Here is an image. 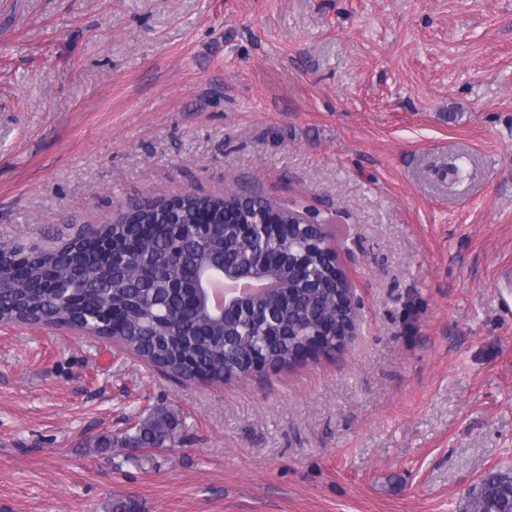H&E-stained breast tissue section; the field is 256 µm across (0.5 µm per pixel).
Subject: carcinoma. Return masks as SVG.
<instances>
[{
	"mask_svg": "<svg viewBox=\"0 0 512 512\" xmlns=\"http://www.w3.org/2000/svg\"><path fill=\"white\" fill-rule=\"evenodd\" d=\"M213 214L205 231L195 225L201 209ZM224 202L217 196L193 201L182 208L173 223L165 213L138 214L129 224H114L109 238L116 246L135 252L115 265L104 264L87 241L92 230L73 238L61 251L33 250L20 263L8 253L0 255V323L48 324L70 328L88 322L97 335L113 339L159 371L188 377L201 372L211 380L238 375L251 356L263 353L286 367L321 324L341 334L352 310L345 290L326 257L327 234L315 235L297 224H269L253 243L224 226ZM154 225L151 237L136 246L138 225ZM277 245L294 255H304V274L288 265L278 274L288 291V308L280 296L251 308L249 317L229 314L211 320L183 307L176 296L157 284L172 277H192L197 267L211 259L250 263L255 244ZM54 270L57 282L74 286L76 298L68 299L59 288L35 284ZM122 315L117 327L108 320L96 321L104 308ZM176 423L167 413H153L135 425V433L123 438L139 448L159 447L174 438ZM480 494L465 496L464 512H512V474L488 472L479 481Z\"/></svg>",
	"mask_w": 512,
	"mask_h": 512,
	"instance_id": "carcinoma-1",
	"label": "carcinoma"
}]
</instances>
